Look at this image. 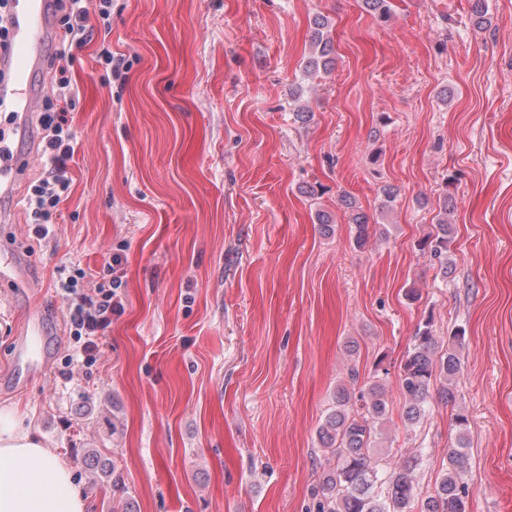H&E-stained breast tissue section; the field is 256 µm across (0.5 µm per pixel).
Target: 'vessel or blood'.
<instances>
[{
	"label": "vessel or blood",
	"mask_w": 512,
	"mask_h": 512,
	"mask_svg": "<svg viewBox=\"0 0 512 512\" xmlns=\"http://www.w3.org/2000/svg\"><path fill=\"white\" fill-rule=\"evenodd\" d=\"M56 27L49 0H12L9 37L0 48V99L14 113L12 121L0 125V198L12 195L25 176L31 155L21 148V137L37 111L41 92L32 79L44 66L45 47ZM42 307L28 309L16 346V369L32 373L37 364L27 359L32 335L42 332Z\"/></svg>",
	"instance_id": "1"
}]
</instances>
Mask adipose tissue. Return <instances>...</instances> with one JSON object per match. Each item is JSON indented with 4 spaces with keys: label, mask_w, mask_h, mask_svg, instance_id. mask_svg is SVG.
<instances>
[{
    "label": "adipose tissue",
    "mask_w": 512,
    "mask_h": 512,
    "mask_svg": "<svg viewBox=\"0 0 512 512\" xmlns=\"http://www.w3.org/2000/svg\"><path fill=\"white\" fill-rule=\"evenodd\" d=\"M0 512H87L68 466L0 408Z\"/></svg>",
    "instance_id": "adipose-tissue-1"
}]
</instances>
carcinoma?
I'll return each instance as SVG.
<instances>
[{"instance_id": "carcinoma-1", "label": "carcinoma", "mask_w": 512, "mask_h": 512, "mask_svg": "<svg viewBox=\"0 0 512 512\" xmlns=\"http://www.w3.org/2000/svg\"><path fill=\"white\" fill-rule=\"evenodd\" d=\"M374 18L386 23L392 17V0H363ZM311 55L303 73L313 77L331 70L334 43L331 23L318 14L312 21ZM342 204L348 211L354 246L363 248L370 236L368 217L345 196ZM453 242V225L448 223V200H443L442 217L435 233L418 244L429 249L439 263V272L448 278V247ZM465 341V331L457 329L449 337L451 346L436 355V337L431 321H425L413 336L412 348L400 367L398 386L405 404L403 415L411 425L419 423L425 414L432 381L441 380L442 397L455 407L453 420L457 428L455 443L448 449L447 462L434 491L420 502V512H469L468 492L463 476L470 461L468 455V415L456 407V387L462 373L459 350ZM334 409L317 430L318 444L335 458L336 464L323 476L316 492L317 512H412L417 497L414 475L417 458L393 466H383L376 456L383 424L389 419L385 386L376 380L364 386L352 403L349 388L340 384L334 394Z\"/></svg>"}]
</instances>
